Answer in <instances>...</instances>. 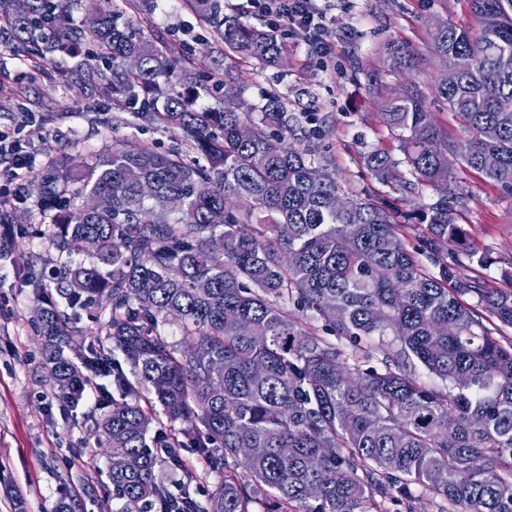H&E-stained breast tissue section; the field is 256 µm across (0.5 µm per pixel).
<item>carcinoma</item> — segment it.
Segmentation results:
<instances>
[{
    "mask_svg": "<svg viewBox=\"0 0 512 512\" xmlns=\"http://www.w3.org/2000/svg\"><path fill=\"white\" fill-rule=\"evenodd\" d=\"M73 2L26 0L21 10L0 0L6 46L45 54L86 42L112 93L197 154L107 147L48 168L36 188L55 249L89 258L59 271L58 296L99 315L135 374L130 381L94 343L83 366L67 357L66 316L47 298L46 369L65 407L82 398L83 369L112 374L117 397L104 402L97 428L100 446L112 448L115 512H250L257 501L264 512H383L387 503L413 512L418 489L446 503L441 512H512V344L488 336L463 301L476 296L512 328V289L466 274L487 257L456 223L466 196L451 180L459 165L512 192V112L498 108L512 98V0H472L477 38L446 20L430 31L433 55L461 67L455 85L440 76L430 92L462 120L466 140H448L425 89L382 91L384 76L418 66L408 46L388 43L371 71L414 178L404 188L429 185L437 195L400 222L371 196L338 206L335 174L288 142L293 118L280 97L261 106L225 97L223 85L113 11L76 32L66 24ZM183 2L243 57L283 63L275 30L224 16V0ZM202 96L218 105L197 107ZM487 153L498 158L493 170L483 166ZM364 163L383 183L398 179L382 149ZM94 196L109 205L86 209ZM410 223L422 227L416 250L399 237ZM145 280L154 288H141ZM173 317L178 344L162 334ZM309 321L331 336L305 328ZM157 406L224 469L203 503L164 484L162 467L182 468L171 453L180 441L152 431ZM338 469L348 473L342 483Z\"/></svg>",
    "mask_w": 512,
    "mask_h": 512,
    "instance_id": "cac0c4a2",
    "label": "carcinoma"
}]
</instances>
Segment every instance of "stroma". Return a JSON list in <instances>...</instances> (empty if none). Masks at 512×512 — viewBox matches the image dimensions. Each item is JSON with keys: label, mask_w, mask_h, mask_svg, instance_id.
Wrapping results in <instances>:
<instances>
[{"label": "stroma", "mask_w": 512, "mask_h": 512, "mask_svg": "<svg viewBox=\"0 0 512 512\" xmlns=\"http://www.w3.org/2000/svg\"><path fill=\"white\" fill-rule=\"evenodd\" d=\"M97 5L120 12L122 21L165 42L175 54L190 52L193 66L217 71L225 87L251 104L262 105L266 94L277 92L305 144L335 173L343 197L374 195L403 211L435 200L430 187L398 190L366 168L364 156L383 148L397 161L398 173H408L367 74L381 62L387 43L399 41L421 60L412 80L430 88L444 66L430 53L429 31L445 19L478 32L470 0H316L325 15L330 54L319 57L297 29L283 23L279 29L289 51L283 67L226 56L220 39L180 0H158L149 8L128 0H97ZM85 63L80 52L42 57L0 50V131L35 159L13 182L9 159L0 157V192L10 198L6 209L12 217L8 228L0 227V512H52L62 500L76 512H112L108 460L92 416L99 401L87 391L75 413L63 412L42 367L41 298L24 272L30 266L49 272L70 258L49 242L51 220L39 209L35 183L47 167L105 145L125 149L151 142L190 152L172 131L147 124L113 100L108 81L88 91L82 81ZM452 177L466 196L456 221L490 261L480 276L490 287L511 288L512 193L459 166ZM177 455L193 474L187 492L204 499L221 482V472L193 448L178 449Z\"/></svg>", "instance_id": "stroma-1"}]
</instances>
